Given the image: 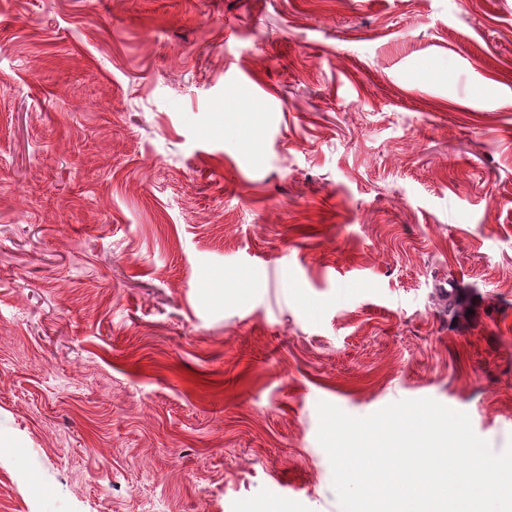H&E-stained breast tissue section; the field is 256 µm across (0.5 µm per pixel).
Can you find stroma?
<instances>
[{
	"label": "stroma",
	"mask_w": 512,
	"mask_h": 512,
	"mask_svg": "<svg viewBox=\"0 0 512 512\" xmlns=\"http://www.w3.org/2000/svg\"><path fill=\"white\" fill-rule=\"evenodd\" d=\"M421 398L512 444V0H0V512H342Z\"/></svg>",
	"instance_id": "1"
}]
</instances>
